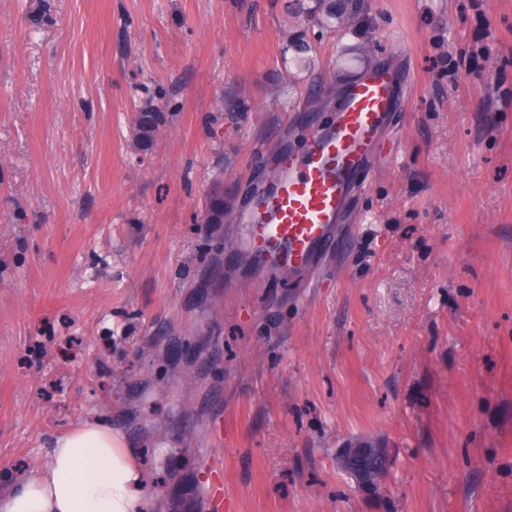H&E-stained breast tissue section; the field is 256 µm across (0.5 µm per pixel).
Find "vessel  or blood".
<instances>
[{"label": "vessel or blood", "instance_id": "b4317fda", "mask_svg": "<svg viewBox=\"0 0 512 512\" xmlns=\"http://www.w3.org/2000/svg\"><path fill=\"white\" fill-rule=\"evenodd\" d=\"M410 85L406 70L359 69L346 78L333 120L309 130L301 148L277 155L274 177L236 213L258 264L298 277L349 247L355 229L344 220L371 183L377 146L393 132Z\"/></svg>", "mask_w": 512, "mask_h": 512}]
</instances>
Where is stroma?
<instances>
[{
    "label": "stroma",
    "mask_w": 512,
    "mask_h": 512,
    "mask_svg": "<svg viewBox=\"0 0 512 512\" xmlns=\"http://www.w3.org/2000/svg\"><path fill=\"white\" fill-rule=\"evenodd\" d=\"M286 2L0 0L1 492L96 418L165 512H512V0H364L343 37ZM374 63L413 100L302 292L202 221ZM362 439L374 492L336 463Z\"/></svg>",
    "instance_id": "35a3bbf8"
}]
</instances>
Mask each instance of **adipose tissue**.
<instances>
[{
    "label": "adipose tissue",
    "mask_w": 512,
    "mask_h": 512,
    "mask_svg": "<svg viewBox=\"0 0 512 512\" xmlns=\"http://www.w3.org/2000/svg\"><path fill=\"white\" fill-rule=\"evenodd\" d=\"M140 450L96 420L59 437L46 465L0 493V512H156Z\"/></svg>",
    "instance_id": "ef3b65f1"
}]
</instances>
